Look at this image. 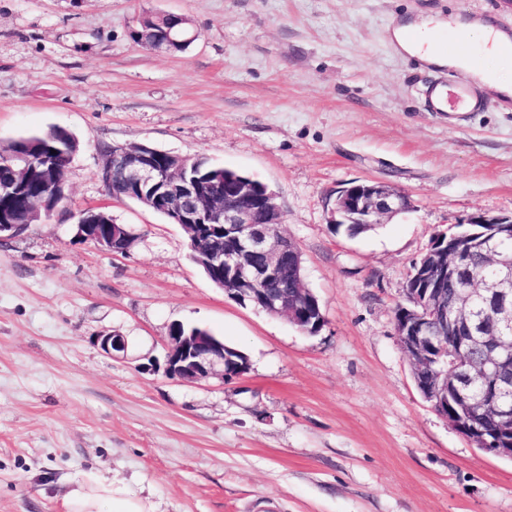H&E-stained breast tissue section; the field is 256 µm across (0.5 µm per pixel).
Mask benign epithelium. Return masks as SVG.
<instances>
[{
  "label": "benign epithelium",
  "instance_id": "1",
  "mask_svg": "<svg viewBox=\"0 0 512 512\" xmlns=\"http://www.w3.org/2000/svg\"><path fill=\"white\" fill-rule=\"evenodd\" d=\"M158 36L170 47H183L194 36L183 27L185 18L163 14ZM122 166L126 198L166 215L185 232L192 256L203 265L208 279L230 298L249 303L276 317H284L301 331L322 328L325 315L318 298L303 281L294 296L262 288L282 269L301 262L302 253L282 234L284 217L268 187L231 170L213 180L189 175L197 161L157 150L144 143L110 147L97 177L105 188L112 183V164ZM14 172L3 192L28 201L31 223L51 219L67 207V167L57 160L38 165L29 155L0 157V168ZM406 195L382 182H365L341 191L335 200L337 224H377L384 215L409 208ZM92 210L71 217L76 236L114 255H124L134 241L123 224H89ZM512 237V217L479 215L460 231L437 233L417 260L404 289L408 305L395 313L394 328L402 353L411 364L429 367L451 360L418 389L433 408L476 448L512 459V343L503 334L512 329V257H497L495 241ZM464 249L484 257V268L474 271L453 262ZM467 280L472 287L446 296L448 278ZM99 349L109 357L126 348L125 338L104 334ZM247 372L245 364L227 353L224 342L206 331L185 335L175 326L166 343L165 373L187 383L214 375L235 379ZM474 412L489 413L496 424L490 430L471 424Z\"/></svg>",
  "mask_w": 512,
  "mask_h": 512
}]
</instances>
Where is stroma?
<instances>
[{"label": "stroma", "instance_id": "35a3bbf8", "mask_svg": "<svg viewBox=\"0 0 512 512\" xmlns=\"http://www.w3.org/2000/svg\"><path fill=\"white\" fill-rule=\"evenodd\" d=\"M196 33L151 51L141 17ZM468 18L512 33L504 0H0V143L53 126L81 147L69 210L0 241V512H63L74 475L116 477L161 512H512V461L423 400L394 330L438 232L512 216V108L482 89L457 122L395 25ZM154 148L265 183L325 324L313 335L228 298L175 224L117 202L101 146ZM377 180L408 210L335 231L338 191ZM101 207L136 241L112 255L72 214ZM242 350L248 372H165L174 324ZM125 336L115 356L98 336Z\"/></svg>", "mask_w": 512, "mask_h": 512}]
</instances>
